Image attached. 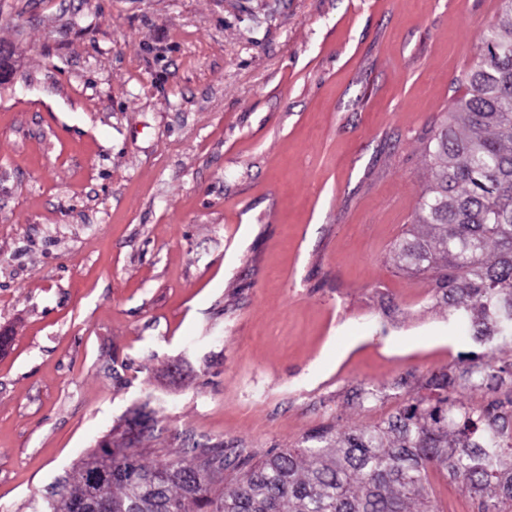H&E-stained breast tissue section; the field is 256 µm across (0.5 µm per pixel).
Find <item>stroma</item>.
<instances>
[{"instance_id": "1", "label": "stroma", "mask_w": 512, "mask_h": 512, "mask_svg": "<svg viewBox=\"0 0 512 512\" xmlns=\"http://www.w3.org/2000/svg\"><path fill=\"white\" fill-rule=\"evenodd\" d=\"M500 6L0 0V512L142 406L143 462L256 460L512 359L390 252Z\"/></svg>"}]
</instances>
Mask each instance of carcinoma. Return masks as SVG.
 I'll use <instances>...</instances> for the list:
<instances>
[{"label": "carcinoma", "instance_id": "cac0c4a2", "mask_svg": "<svg viewBox=\"0 0 512 512\" xmlns=\"http://www.w3.org/2000/svg\"><path fill=\"white\" fill-rule=\"evenodd\" d=\"M431 180L395 241L398 267L424 276L448 315L512 350V0H502L475 65L429 131ZM496 393L512 362L472 375ZM373 427L271 452L224 483V449L185 448L147 464L99 447L73 468L48 512H439L429 472L464 485L481 512H512V392L484 407L443 374Z\"/></svg>", "mask_w": 512, "mask_h": 512}]
</instances>
